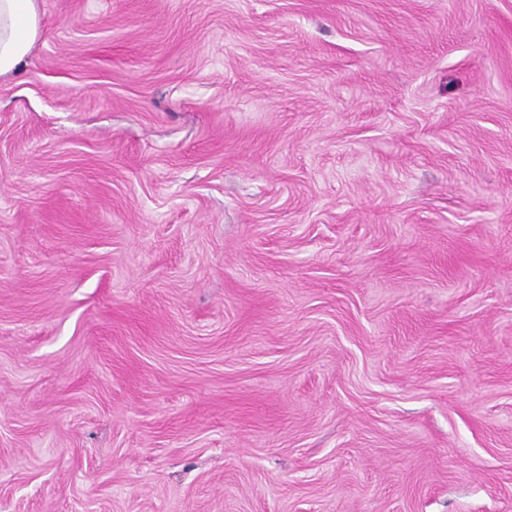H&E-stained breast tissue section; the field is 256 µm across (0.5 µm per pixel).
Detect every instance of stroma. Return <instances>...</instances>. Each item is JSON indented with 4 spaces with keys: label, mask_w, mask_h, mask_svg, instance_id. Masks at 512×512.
Wrapping results in <instances>:
<instances>
[{
    "label": "stroma",
    "mask_w": 512,
    "mask_h": 512,
    "mask_svg": "<svg viewBox=\"0 0 512 512\" xmlns=\"http://www.w3.org/2000/svg\"><path fill=\"white\" fill-rule=\"evenodd\" d=\"M39 9L0 512H512V0Z\"/></svg>",
    "instance_id": "35a3bbf8"
}]
</instances>
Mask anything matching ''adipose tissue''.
<instances>
[{
	"label": "adipose tissue",
	"instance_id": "adipose-tissue-1",
	"mask_svg": "<svg viewBox=\"0 0 512 512\" xmlns=\"http://www.w3.org/2000/svg\"><path fill=\"white\" fill-rule=\"evenodd\" d=\"M39 36L38 0H0V75L17 70Z\"/></svg>",
	"mask_w": 512,
	"mask_h": 512
}]
</instances>
